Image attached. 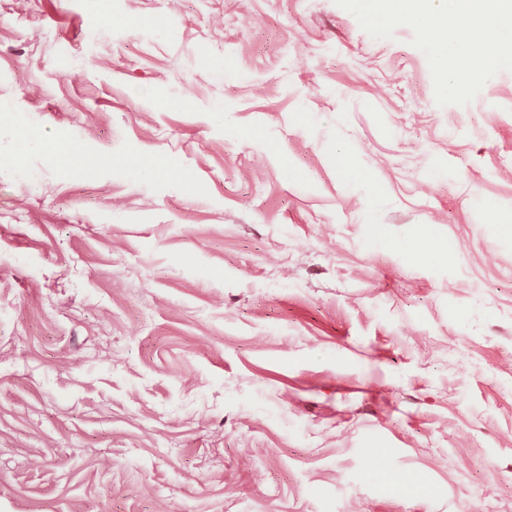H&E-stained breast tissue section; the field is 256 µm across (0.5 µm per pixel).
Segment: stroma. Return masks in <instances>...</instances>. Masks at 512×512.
I'll return each mask as SVG.
<instances>
[{
    "label": "stroma",
    "mask_w": 512,
    "mask_h": 512,
    "mask_svg": "<svg viewBox=\"0 0 512 512\" xmlns=\"http://www.w3.org/2000/svg\"><path fill=\"white\" fill-rule=\"evenodd\" d=\"M411 38L0 0V512H512V72Z\"/></svg>",
    "instance_id": "1"
}]
</instances>
